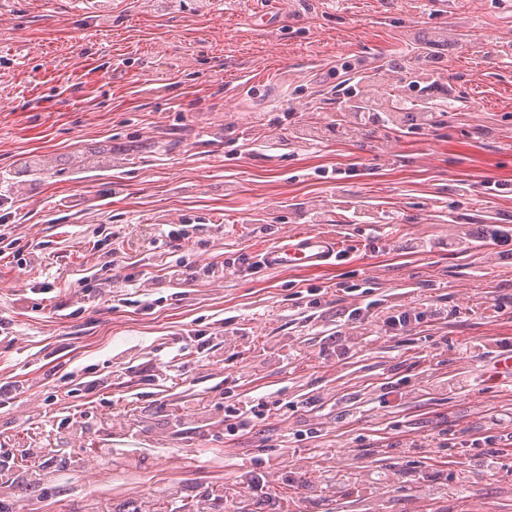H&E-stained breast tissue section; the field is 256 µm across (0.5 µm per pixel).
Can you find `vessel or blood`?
<instances>
[{
	"instance_id": "obj_1",
	"label": "vessel or blood",
	"mask_w": 512,
	"mask_h": 512,
	"mask_svg": "<svg viewBox=\"0 0 512 512\" xmlns=\"http://www.w3.org/2000/svg\"><path fill=\"white\" fill-rule=\"evenodd\" d=\"M338 248L333 236L316 231L298 232L269 249L265 261L274 269L315 271L325 267Z\"/></svg>"
}]
</instances>
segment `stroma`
<instances>
[{"label": "stroma", "instance_id": "obj_1", "mask_svg": "<svg viewBox=\"0 0 512 512\" xmlns=\"http://www.w3.org/2000/svg\"><path fill=\"white\" fill-rule=\"evenodd\" d=\"M451 30L446 113L419 132L329 130L357 76L407 55L423 30ZM512 0H0V220L19 238L0 249V379L22 394L0 407V453L61 445L86 455L106 431L150 484L183 499L234 488L239 472L310 431L295 473L272 475L242 512H512V390L458 394L437 384L486 364L465 343L512 339V256L449 236L512 226ZM318 126L321 145L297 142ZM45 177L16 183L24 160ZM377 220L353 224L350 202ZM187 225L184 251L155 238ZM136 228L139 241L105 228ZM330 233L336 259L318 271L275 270L261 251L298 229ZM119 259L141 283L112 279ZM194 269L175 285L171 267ZM372 287L447 309L400 335L364 339L347 312ZM501 301L494 318L483 303ZM205 333L198 352L189 330ZM350 343L340 352L334 338ZM302 356L289 360V349ZM250 378H241L242 368ZM103 379L94 392L80 379ZM320 397V408L270 410L230 435L229 405L252 395ZM208 435L195 432L197 404ZM352 410L349 420L338 411ZM430 447L411 451L421 436ZM321 455H313V448ZM497 455L503 471L473 466ZM380 482L328 481L354 462ZM44 512H86L87 480L67 466Z\"/></svg>", "mask_w": 512, "mask_h": 512}]
</instances>
